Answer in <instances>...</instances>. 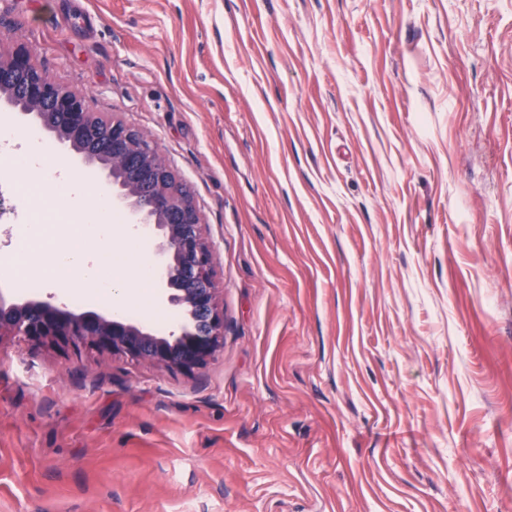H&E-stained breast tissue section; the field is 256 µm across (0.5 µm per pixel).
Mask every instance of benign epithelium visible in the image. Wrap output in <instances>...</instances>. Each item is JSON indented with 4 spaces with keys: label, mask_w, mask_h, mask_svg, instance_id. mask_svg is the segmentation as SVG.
I'll return each mask as SVG.
<instances>
[{
    "label": "benign epithelium",
    "mask_w": 512,
    "mask_h": 512,
    "mask_svg": "<svg viewBox=\"0 0 512 512\" xmlns=\"http://www.w3.org/2000/svg\"><path fill=\"white\" fill-rule=\"evenodd\" d=\"M0 97L23 121H39L83 161L106 167L112 195L127 203L129 223L161 234V249L169 256L161 272L163 298L184 308L191 320V327L162 337L119 316L74 314L50 297L22 304L0 298V337L16 336L33 348L86 347L186 374L204 368L224 345V311L214 281V252L192 194L147 136L120 119L87 111L81 96L35 67L28 48L0 55Z\"/></svg>",
    "instance_id": "benign-epithelium-1"
}]
</instances>
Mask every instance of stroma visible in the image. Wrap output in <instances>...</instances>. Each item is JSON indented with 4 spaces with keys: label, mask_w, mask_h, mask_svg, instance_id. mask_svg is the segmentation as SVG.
<instances>
[{
    "label": "stroma",
    "mask_w": 512,
    "mask_h": 512,
    "mask_svg": "<svg viewBox=\"0 0 512 512\" xmlns=\"http://www.w3.org/2000/svg\"><path fill=\"white\" fill-rule=\"evenodd\" d=\"M216 258L187 375L0 338V512H512V0H0Z\"/></svg>",
    "instance_id": "35a3bbf8"
}]
</instances>
